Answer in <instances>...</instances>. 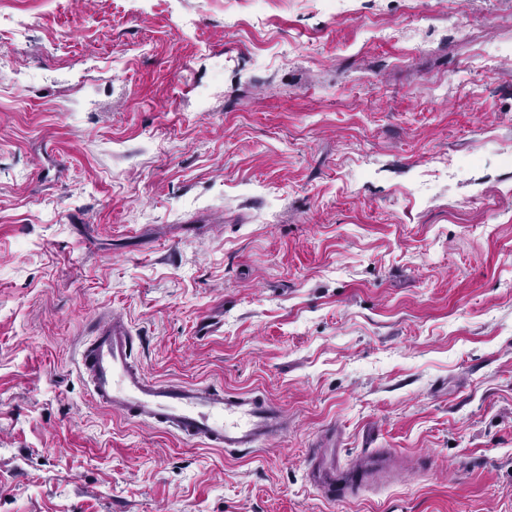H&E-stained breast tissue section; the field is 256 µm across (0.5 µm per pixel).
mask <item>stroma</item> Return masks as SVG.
I'll list each match as a JSON object with an SVG mask.
<instances>
[{"mask_svg":"<svg viewBox=\"0 0 512 512\" xmlns=\"http://www.w3.org/2000/svg\"><path fill=\"white\" fill-rule=\"evenodd\" d=\"M357 7L0 0V512H512V0ZM108 313L286 431L98 406ZM320 446L433 461L333 504Z\"/></svg>","mask_w":512,"mask_h":512,"instance_id":"1","label":"stroma"}]
</instances>
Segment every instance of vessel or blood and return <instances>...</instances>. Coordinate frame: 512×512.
I'll return each instance as SVG.
<instances>
[{"label":"vessel or blood","instance_id":"b4317fda","mask_svg":"<svg viewBox=\"0 0 512 512\" xmlns=\"http://www.w3.org/2000/svg\"><path fill=\"white\" fill-rule=\"evenodd\" d=\"M135 338L120 318L99 322L82 352V371L92 385L94 401L129 421L150 422L187 440L239 452L258 447L285 426L281 409L262 396L230 395L223 389L165 383L148 377L133 357ZM394 451L365 455L350 470L310 468L324 498L356 496L396 467Z\"/></svg>","mask_w":512,"mask_h":512}]
</instances>
